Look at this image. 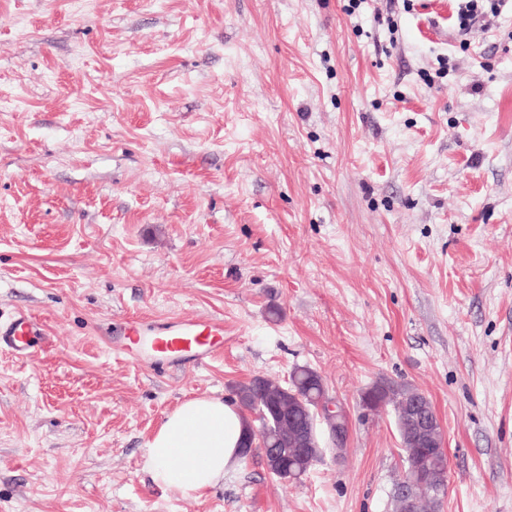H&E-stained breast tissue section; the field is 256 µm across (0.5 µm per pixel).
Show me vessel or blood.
<instances>
[{
  "label": "vessel or blood",
  "instance_id": "obj_1",
  "mask_svg": "<svg viewBox=\"0 0 512 512\" xmlns=\"http://www.w3.org/2000/svg\"><path fill=\"white\" fill-rule=\"evenodd\" d=\"M221 322L213 320L179 321L162 327H145L141 324H132L130 335L149 336L155 350L167 357L177 359L184 352L200 350L211 352L213 338L223 331ZM43 334L39 321L27 314L19 313L5 324L0 323V347H6L17 354H25L34 349Z\"/></svg>",
  "mask_w": 512,
  "mask_h": 512
}]
</instances>
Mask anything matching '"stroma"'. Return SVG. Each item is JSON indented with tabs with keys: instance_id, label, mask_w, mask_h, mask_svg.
Masks as SVG:
<instances>
[{
	"instance_id": "1",
	"label": "stroma",
	"mask_w": 512,
	"mask_h": 512,
	"mask_svg": "<svg viewBox=\"0 0 512 512\" xmlns=\"http://www.w3.org/2000/svg\"><path fill=\"white\" fill-rule=\"evenodd\" d=\"M458 10L0 0V321L46 337L0 348V512H396L394 414L359 407L382 379L442 422V512H512V0L486 34ZM184 319L224 323L204 360L123 348ZM297 366L342 455L152 482L166 413ZM43 336L39 321L27 314L18 313L7 324L0 323V347H7L17 354H26L34 349ZM314 410L313 415L316 422H323L326 419H333L336 416V421L339 422L342 429H336L335 431L329 430V440L333 447H336V444L342 448L347 440L348 432V424L344 414L338 413L337 406L335 401L327 396H321L317 399H314ZM345 432V433H344Z\"/></svg>"
}]
</instances>
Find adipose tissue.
<instances>
[{
  "instance_id": "ef3b65f1",
  "label": "adipose tissue",
  "mask_w": 512,
  "mask_h": 512,
  "mask_svg": "<svg viewBox=\"0 0 512 512\" xmlns=\"http://www.w3.org/2000/svg\"><path fill=\"white\" fill-rule=\"evenodd\" d=\"M244 430V416L224 399H189L148 440L145 466L157 486L198 495L237 466Z\"/></svg>"
}]
</instances>
